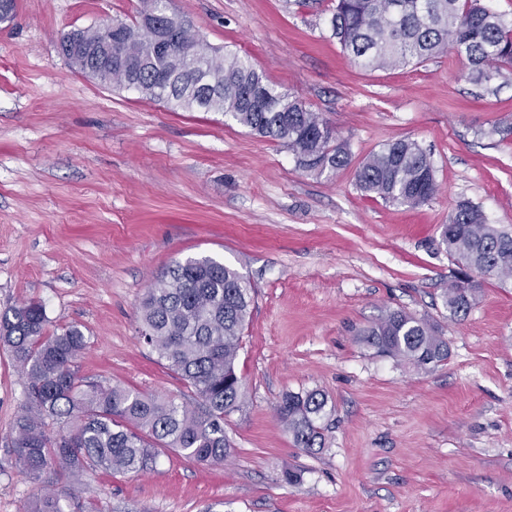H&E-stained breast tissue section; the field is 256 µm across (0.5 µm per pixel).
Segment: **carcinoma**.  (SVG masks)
<instances>
[{"mask_svg":"<svg viewBox=\"0 0 512 512\" xmlns=\"http://www.w3.org/2000/svg\"><path fill=\"white\" fill-rule=\"evenodd\" d=\"M157 0H140L125 26L124 52L131 66L112 71L105 82L132 84L141 95L172 110L220 112L249 131L293 152L300 167L336 170L349 164L346 144L319 113L278 90L252 63L198 38L184 23L185 48L140 69L152 55L151 35L141 19L155 13ZM331 36L359 66L396 70L422 63L452 48L468 62L467 77L489 83L512 74V21L481 0H335ZM96 46L104 28L79 30ZM201 58L216 91L198 101L189 62ZM266 91L258 107L253 87ZM356 184L386 203L419 206L436 194L430 154L417 142L397 139L369 155L356 171ZM448 255L462 269L443 298L453 317H464L477 288L461 281L475 276L512 275V233L489 224L469 202L456 206L441 225ZM253 289L237 269L212 257L177 261L148 289L141 306L139 338L167 362L192 390L193 410L175 397L160 398L121 385L85 381L77 360L87 340L74 325L48 330L42 304L24 301L0 313V341L7 344L27 384V405L17 422L10 453L17 470L34 480L45 474L70 482L87 471L141 474L156 467L160 449L170 448L199 464H221L232 454L224 430L239 408L242 380L236 360ZM361 344L377 353L419 366L448 360V343L424 321L401 310L364 330ZM327 399L317 391L287 392L277 414L295 447L313 452L326 445ZM75 422L68 432L54 425ZM26 512H65L61 493L38 487Z\"/></svg>","mask_w":512,"mask_h":512,"instance_id":"cac0c4a2","label":"carcinoma"}]
</instances>
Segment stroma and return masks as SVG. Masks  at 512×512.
<instances>
[{"label":"stroma","instance_id":"35a3bbf8","mask_svg":"<svg viewBox=\"0 0 512 512\" xmlns=\"http://www.w3.org/2000/svg\"><path fill=\"white\" fill-rule=\"evenodd\" d=\"M138 3L16 0L0 24V312L39 301L50 328L84 332L81 377L178 395L185 385L138 338L140 308L173 262L214 257L255 289L237 360L245 399L223 464L167 451L152 471L88 473L62 495L96 497L102 512H512V278H485L451 318L442 293L457 267L439 236L463 200L512 232V140L491 132L512 123V79L473 85L451 49L363 70L321 4L169 0L347 143L350 164L318 173L224 114L174 112L68 64L61 31L130 20ZM400 138L430 153L439 184L414 208L356 185L359 164ZM393 310L443 336L447 362L361 344ZM310 390L328 400L314 453L276 414L285 392ZM26 402L0 345V512H23L35 487L10 453Z\"/></svg>","mask_w":512,"mask_h":512}]
</instances>
